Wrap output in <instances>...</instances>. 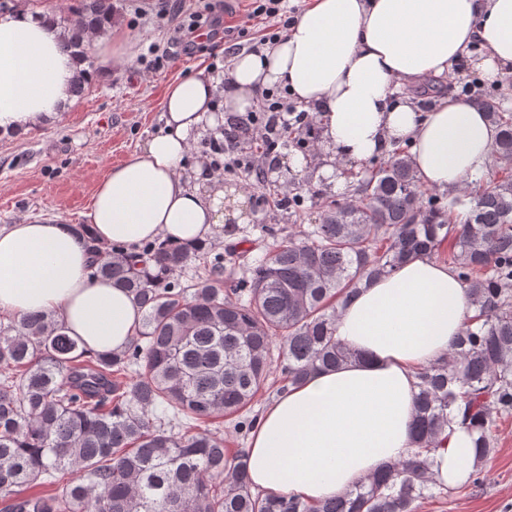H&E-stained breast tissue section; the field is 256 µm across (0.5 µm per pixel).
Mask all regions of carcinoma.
Masks as SVG:
<instances>
[{
	"label": "carcinoma",
	"instance_id": "cac0c4a2",
	"mask_svg": "<svg viewBox=\"0 0 512 512\" xmlns=\"http://www.w3.org/2000/svg\"><path fill=\"white\" fill-rule=\"evenodd\" d=\"M64 48L83 59L86 31L112 21V0H78ZM478 99L512 157V113ZM440 196L395 151L351 202L318 203L320 222L224 275V256L183 284L191 256L163 242L136 254L92 246L91 275L125 289L142 322L123 353L85 355L50 314L0 326V494L5 512H417L441 489L430 453L456 424L477 434L470 479L512 417V175ZM465 286L472 315L448 357L417 373L413 454L323 502L254 492L245 450L230 455L207 423L241 413L269 388L357 358L336 339L338 308L374 279L439 254Z\"/></svg>",
	"mask_w": 512,
	"mask_h": 512
}]
</instances>
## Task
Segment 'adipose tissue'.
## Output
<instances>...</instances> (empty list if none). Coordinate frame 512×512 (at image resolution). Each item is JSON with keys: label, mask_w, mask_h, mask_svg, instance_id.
<instances>
[{"label": "adipose tissue", "mask_w": 512, "mask_h": 512, "mask_svg": "<svg viewBox=\"0 0 512 512\" xmlns=\"http://www.w3.org/2000/svg\"><path fill=\"white\" fill-rule=\"evenodd\" d=\"M73 9L72 0H53L46 10L0 12V133L61 119L78 75L99 77L129 56L133 36L117 21L88 34L86 59L64 53L55 16ZM474 43L487 79L512 74V0H308L278 41L236 54L226 81L201 70L169 83L166 131L99 181L89 234L52 220L0 228V314H54L91 354L130 346L141 313L125 289L90 276V246H192L218 224L243 221L246 199L226 194L223 176L201 162L194 182L182 176L219 94L227 110L242 112L280 86L295 105L317 111L324 177L336 162L357 164L407 141L421 182L456 192L491 165L496 127L457 91L423 112L398 90L454 78ZM469 313L463 284L435 258L411 259L362 288L336 322L337 339L358 360L310 375L258 417L246 449L254 490L320 502L407 458L415 373L447 356ZM475 455L473 434L450 430L432 455L437 484L465 483Z\"/></svg>", "instance_id": "adipose-tissue-1"}]
</instances>
